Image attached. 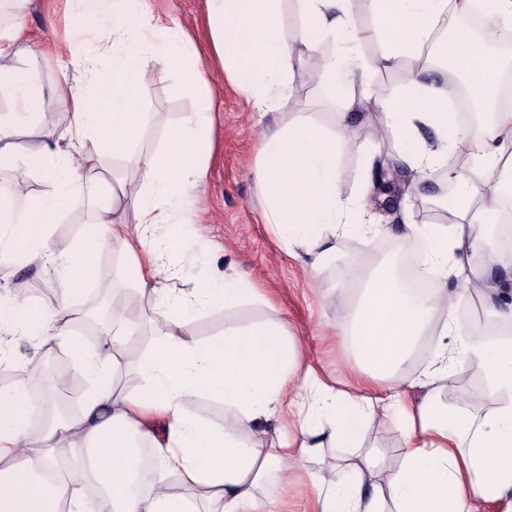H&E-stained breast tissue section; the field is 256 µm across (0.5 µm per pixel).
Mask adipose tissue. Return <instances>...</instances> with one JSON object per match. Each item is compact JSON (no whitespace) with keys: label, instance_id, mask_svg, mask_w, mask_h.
<instances>
[{"label":"adipose tissue","instance_id":"obj_1","mask_svg":"<svg viewBox=\"0 0 512 512\" xmlns=\"http://www.w3.org/2000/svg\"><path fill=\"white\" fill-rule=\"evenodd\" d=\"M281 2L205 0L209 51L264 114L280 110L300 75L282 34ZM297 2L303 46L314 49L325 37L339 45L338 55L317 65L344 91L346 109L328 126L302 115L263 135L257 149L263 221L288 254H305L316 268L335 260L337 241L383 232V225L365 221L366 197H344L338 186L349 114L364 108L347 82L410 64L404 90L378 104L383 123L419 178L440 167L460 188L454 200H439L449 208V222L405 226L420 240V274L430 290L404 287L389 264L362 276L361 257L348 259L359 287L356 300L340 303L353 355L351 390L325 378L281 322L229 326L209 340L196 339L197 315L255 297L231 274L189 291L176 285L189 250L179 227L192 218L188 206L207 182L213 149L214 91L199 66L200 49L150 0H75L73 42L105 30L108 44L79 58L71 45H49L48 53L80 74L49 99L30 70L7 64L25 51L22 22L0 26V98L19 103L18 111L0 114V167L38 170L53 182L52 190L21 205L0 185V256L53 270L66 284L53 306H34L16 292L0 296V365L13 361L12 337L28 336L63 346L73 374L95 383L80 412L50 423L41 443L30 442L27 432L30 385L42 378L38 365L30 366L28 380L0 388V512H280L290 480L328 448L349 449L337 465L345 477L314 482V512H512V338H459L456 308L438 285L448 275L477 285L492 313L512 321V303H497L502 290L491 269L475 262L499 222L502 200L512 197V111L500 110L495 95L506 66L487 51L502 30H512V0ZM476 9L484 17L481 37L459 26L441 49L473 101L494 114L492 124L473 132L455 123L447 91L428 80L419 61L443 14ZM365 19L380 47L373 57L360 51ZM150 65L184 73L200 106L165 134L159 151L144 153L137 149L149 120L141 107V74ZM106 69L108 83L100 78ZM57 101L70 114L61 130L40 121ZM26 126L36 128V139H24ZM424 126L438 133L436 145L416 146ZM108 154L125 160L135 178L95 179L93 170ZM84 193L99 200L92 238L58 249L54 228L71 199ZM105 251L122 258L137 292L113 298L111 333L88 346L69 328L78 294L74 273L103 280L98 257ZM145 322L157 341L136 366L142 386L127 391L115 378ZM427 336L430 352L422 348ZM415 361L423 366L418 376L409 370ZM464 364L483 372L493 396L478 413L465 400L445 402L435 386ZM191 396L223 403V422L205 410H187ZM283 416L288 432L266 443L260 423ZM375 420L391 423L403 440L397 466L388 465L380 446L362 444ZM141 441L155 448L159 472L178 475L180 494L139 473ZM96 457L102 464L90 477L60 468L66 458Z\"/></svg>","mask_w":512,"mask_h":512}]
</instances>
